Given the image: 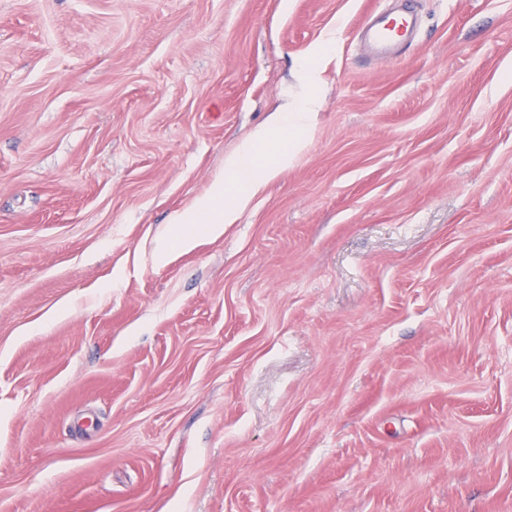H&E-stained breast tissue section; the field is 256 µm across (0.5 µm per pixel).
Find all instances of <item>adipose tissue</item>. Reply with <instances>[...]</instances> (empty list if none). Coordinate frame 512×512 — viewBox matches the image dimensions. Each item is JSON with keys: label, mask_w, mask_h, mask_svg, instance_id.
I'll return each mask as SVG.
<instances>
[{"label": "adipose tissue", "mask_w": 512, "mask_h": 512, "mask_svg": "<svg viewBox=\"0 0 512 512\" xmlns=\"http://www.w3.org/2000/svg\"><path fill=\"white\" fill-rule=\"evenodd\" d=\"M327 47L324 41L315 45L298 70L307 94L272 113L225 158L224 174L213 181L209 193L191 209L173 215L171 227L181 248L191 247L203 234L222 235L225 226L236 223L241 210L307 148L318 106L317 68Z\"/></svg>", "instance_id": "adipose-tissue-1"}]
</instances>
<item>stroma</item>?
I'll return each instance as SVG.
<instances>
[{"label": "stroma", "instance_id": "obj_1", "mask_svg": "<svg viewBox=\"0 0 512 512\" xmlns=\"http://www.w3.org/2000/svg\"><path fill=\"white\" fill-rule=\"evenodd\" d=\"M0 0V512H512V0ZM226 225L170 216L297 101ZM390 20L385 18L366 30V35L369 41L380 52H387L391 50L399 41H401L409 29L413 27L414 22L412 18L405 16L402 18V30L398 33L390 31ZM336 32L337 28L330 30L328 38L310 50L298 70L299 82L308 93L273 112L224 159V176L213 181L209 193L197 199L191 209L173 215L170 226L181 248L191 247L202 234L222 235L226 224L236 223L241 210L307 148L317 114L318 97L313 89L318 64Z\"/></svg>", "mask_w": 512, "mask_h": 512}]
</instances>
